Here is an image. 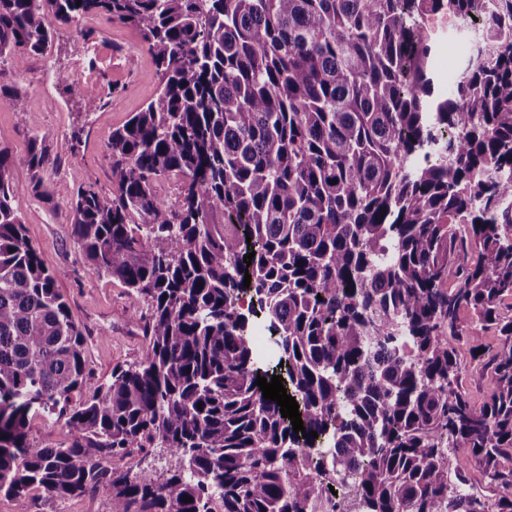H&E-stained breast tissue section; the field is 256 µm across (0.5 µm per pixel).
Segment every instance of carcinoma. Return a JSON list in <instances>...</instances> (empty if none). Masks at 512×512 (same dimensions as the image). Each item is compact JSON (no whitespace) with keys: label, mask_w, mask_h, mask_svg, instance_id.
Returning <instances> with one entry per match:
<instances>
[{"label":"carcinoma","mask_w":512,"mask_h":512,"mask_svg":"<svg viewBox=\"0 0 512 512\" xmlns=\"http://www.w3.org/2000/svg\"><path fill=\"white\" fill-rule=\"evenodd\" d=\"M444 13L478 18V40L440 99L424 22ZM98 17L139 33L159 84L107 142L116 189L74 192L72 235L147 302V345L83 396L84 335L12 201L20 175L42 194L50 157L37 136L0 147V495L512 512V0H0V79ZM0 99L33 103L1 82ZM462 342L492 385L480 405ZM272 367L303 432L256 385ZM52 415L69 439L41 447L31 421ZM149 448L177 468L100 464Z\"/></svg>","instance_id":"cac0c4a2"}]
</instances>
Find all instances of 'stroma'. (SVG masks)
I'll list each match as a JSON object with an SVG mask.
<instances>
[{
    "mask_svg": "<svg viewBox=\"0 0 512 512\" xmlns=\"http://www.w3.org/2000/svg\"><path fill=\"white\" fill-rule=\"evenodd\" d=\"M89 26L101 50L99 67L103 76L98 90L108 102L104 111L91 116L83 112L80 88L71 70L83 41L72 28L59 30L50 49L58 60L55 84L43 83L40 60L32 57L26 61L19 82L33 96L34 105L28 111L17 112L0 101V146L20 154L28 138L37 135L50 151V162L42 173L50 198L35 197L23 176L15 178L12 189L25 233L44 265L56 272V286L87 339L90 375L84 394L88 397L110 379L115 365L141 359L145 338L132 315L144 313L146 305L137 293L92 274L85 266L71 237L69 202L82 184H96L105 192L114 190L105 145L113 128L138 111L157 85L155 68L134 29L101 18L90 21ZM127 53L137 57L131 80L120 69ZM43 98L53 100L54 108L40 106ZM0 512H110V502L102 494L65 502L44 499L35 504L0 495Z\"/></svg>",
    "mask_w": 512,
    "mask_h": 512,
    "instance_id": "stroma-1",
    "label": "stroma"
}]
</instances>
